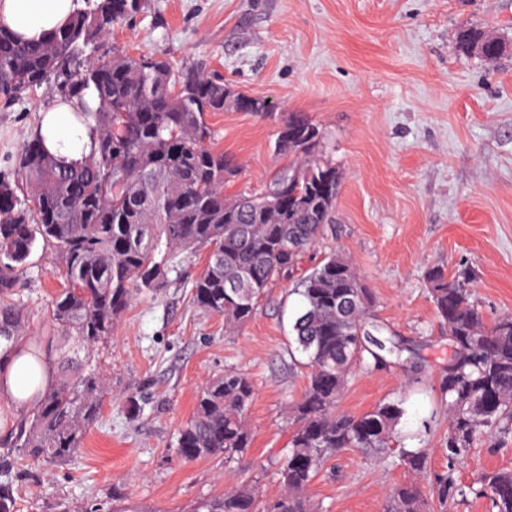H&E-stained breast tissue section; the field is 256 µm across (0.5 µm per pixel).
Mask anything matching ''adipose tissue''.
Returning a JSON list of instances; mask_svg holds the SVG:
<instances>
[{"label": "adipose tissue", "instance_id": "obj_1", "mask_svg": "<svg viewBox=\"0 0 512 512\" xmlns=\"http://www.w3.org/2000/svg\"><path fill=\"white\" fill-rule=\"evenodd\" d=\"M75 0H0V27L27 39L41 40L63 27L76 9ZM96 93L87 90L83 101H52L43 110L39 133L48 151L60 159L75 161L90 151V130L78 117L82 103H94ZM53 374L47 361L22 355L0 372V397L16 410H28L36 388L47 387Z\"/></svg>", "mask_w": 512, "mask_h": 512}]
</instances>
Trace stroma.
I'll return each mask as SVG.
<instances>
[{
    "mask_svg": "<svg viewBox=\"0 0 512 512\" xmlns=\"http://www.w3.org/2000/svg\"><path fill=\"white\" fill-rule=\"evenodd\" d=\"M467 26L512 40V0H149L103 40L100 55L163 57L176 72L205 73L275 111L306 113L324 133L319 157L343 184L335 224L304 252L293 278L267 289L240 331L228 332L223 317L193 299L202 250L179 255L164 288L137 293L107 343H70V368L89 361L107 377L100 415L72 461L31 462L14 473L17 512L105 510L116 495L137 512H191L231 481L279 496L276 470L306 383L288 354L300 304L292 288L332 252L351 259L384 337L404 349L386 368L356 370L339 411L359 415L382 398H404L398 446L427 449L432 470L446 468L438 379L452 348L427 273H468L486 321L512 314V52L495 62L462 52L458 34ZM51 100L42 88L0 100V179H13ZM207 122L217 148L238 164L226 195L263 191L284 163L274 121L228 108ZM61 273L56 249L37 242L16 295L28 316L26 343L49 334ZM231 371L256 387L246 415L251 448L231 462L182 459L176 440L198 391ZM132 399L141 406L134 418ZM501 468L512 469V442L490 438L456 475L468 485ZM411 478L397 454L348 449L326 463L306 497L313 512H383L390 489Z\"/></svg>",
    "mask_w": 512,
    "mask_h": 512,
    "instance_id": "35a3bbf8",
    "label": "stroma"
}]
</instances>
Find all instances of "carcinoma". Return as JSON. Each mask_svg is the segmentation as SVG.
<instances>
[{"label":"carcinoma","instance_id":"obj_1","mask_svg":"<svg viewBox=\"0 0 512 512\" xmlns=\"http://www.w3.org/2000/svg\"><path fill=\"white\" fill-rule=\"evenodd\" d=\"M148 0H85L70 21L44 41L24 40L0 28V98L8 102L44 86L64 102L97 91L96 106L79 113L94 146L80 162L66 163L39 134L24 145L16 178L0 180V365L23 341L25 314L15 302L17 273L36 242L61 256L64 285L51 299L52 325L88 347L106 342L138 291L153 292L178 268L177 257L208 249L206 265L192 282L205 311L240 330L256 315L269 286L293 273L301 255L334 223L342 184L339 169L315 158L323 139L303 112L275 115L266 100L256 113L278 123L274 151L288 158L257 195L228 198L224 185L237 172L232 157L214 148L205 117L229 107L234 94L223 83L194 72L174 75L156 56L114 51L91 61L112 28L144 11ZM463 52L494 61L508 44L477 28L459 35ZM154 171L159 180L142 179ZM159 200L158 210L141 202ZM437 317L448 326L455 353L439 390L448 406L441 453L448 470L430 471L425 448H403L407 471L428 482L425 498L415 481L394 485L385 512H452L472 496L491 512H512V469L485 472L466 486L455 476L477 443L512 439V314L487 324L472 300L466 277L444 270L427 275ZM302 306L293 324L295 351L309 369L295 406L288 454L277 469L281 494L263 500L243 486L202 503L196 512H307L304 493L323 463L348 448L381 454L404 415L403 400L383 399L361 415L337 411L358 368H382L400 356L396 342L366 329L374 299L352 263L333 252L293 288ZM54 383L37 394L29 411L5 416L0 436V475L25 461L66 462L98 419L106 389L89 365L70 372L59 353ZM255 397L252 379L229 372L197 394L177 448L186 460L224 456L230 462L251 448L245 415ZM12 484L0 482V512H16Z\"/></svg>","mask_w":512,"mask_h":512}]
</instances>
